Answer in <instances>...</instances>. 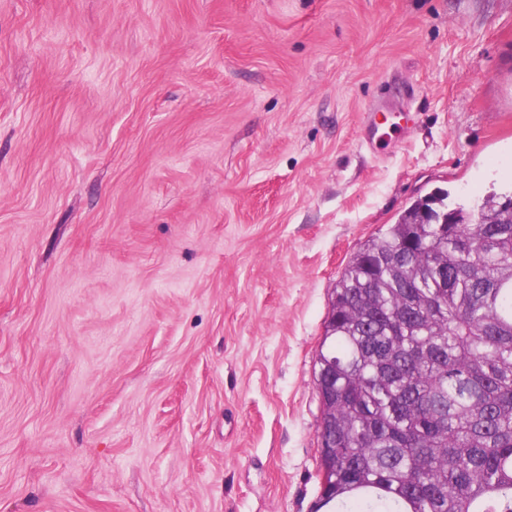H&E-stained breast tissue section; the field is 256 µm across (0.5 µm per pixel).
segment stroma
<instances>
[{
    "instance_id": "35a3bbf8",
    "label": "stroma",
    "mask_w": 512,
    "mask_h": 512,
    "mask_svg": "<svg viewBox=\"0 0 512 512\" xmlns=\"http://www.w3.org/2000/svg\"><path fill=\"white\" fill-rule=\"evenodd\" d=\"M492 186L512 0H0V512H312L345 266Z\"/></svg>"
}]
</instances>
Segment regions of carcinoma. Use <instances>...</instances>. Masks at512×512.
Returning <instances> with one entry per match:
<instances>
[{"instance_id": "cac0c4a2", "label": "carcinoma", "mask_w": 512, "mask_h": 512, "mask_svg": "<svg viewBox=\"0 0 512 512\" xmlns=\"http://www.w3.org/2000/svg\"><path fill=\"white\" fill-rule=\"evenodd\" d=\"M506 201L492 190L471 207L438 188L350 259L318 355L336 390V490L314 512H512ZM448 211L446 238L419 223ZM408 239L414 288L394 285ZM441 274L448 287H430Z\"/></svg>"}]
</instances>
